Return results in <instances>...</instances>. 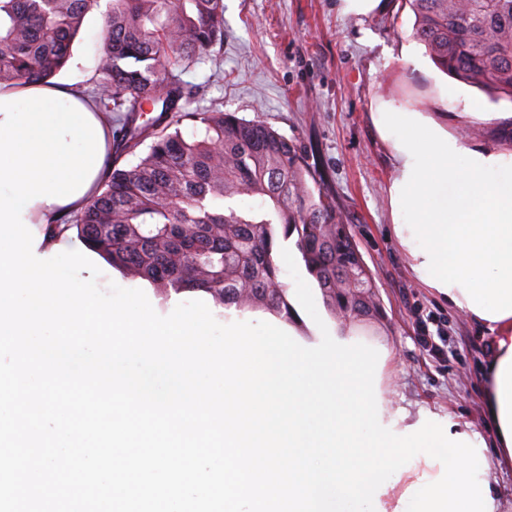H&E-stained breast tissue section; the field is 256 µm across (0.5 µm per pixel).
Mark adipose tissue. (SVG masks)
<instances>
[{
  "label": "adipose tissue",
  "mask_w": 512,
  "mask_h": 512,
  "mask_svg": "<svg viewBox=\"0 0 512 512\" xmlns=\"http://www.w3.org/2000/svg\"><path fill=\"white\" fill-rule=\"evenodd\" d=\"M376 123L391 141L394 233L415 276L494 340L483 370L484 419L494 451L489 467H512V152L473 149L433 118L381 103ZM62 205L35 202L27 217L47 224L83 210L99 191Z\"/></svg>",
  "instance_id": "adipose-tissue-1"
}]
</instances>
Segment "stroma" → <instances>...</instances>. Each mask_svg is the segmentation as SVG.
I'll use <instances>...</instances> for the list:
<instances>
[{"instance_id": "1", "label": "stroma", "mask_w": 512, "mask_h": 512, "mask_svg": "<svg viewBox=\"0 0 512 512\" xmlns=\"http://www.w3.org/2000/svg\"><path fill=\"white\" fill-rule=\"evenodd\" d=\"M224 40L187 73L201 86L198 108L219 106L297 139L318 166L336 210L351 224L373 271L387 326L376 335L349 332L387 347L386 411L409 420L429 412L482 430L479 379L492 336L449 308L419 281L393 231L388 189L395 176L390 144L372 114L394 101L433 118L472 148L487 147L492 126L469 124L466 109L511 112L512 102L491 101L477 88L444 74L413 37L414 15L403 0H385L365 17L345 16L337 0H223ZM100 10L90 12L59 74L87 90L103 45ZM100 287L116 283L146 294L155 311L170 314L178 295L159 296L148 283L100 263ZM441 331L442 354L422 349L424 331Z\"/></svg>"}]
</instances>
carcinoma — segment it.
<instances>
[{"label":"carcinoma","mask_w":512,"mask_h":512,"mask_svg":"<svg viewBox=\"0 0 512 512\" xmlns=\"http://www.w3.org/2000/svg\"><path fill=\"white\" fill-rule=\"evenodd\" d=\"M438 67L512 101V0H405ZM100 0H0V86L51 84ZM87 96L111 116L101 189L49 225L125 276L217 307L289 315L291 241L331 315L384 329L371 270L296 139L219 107L193 110L184 75L224 39L222 0H108ZM195 128L190 134L181 125ZM256 199L249 207L237 198Z\"/></svg>","instance_id":"obj_1"}]
</instances>
